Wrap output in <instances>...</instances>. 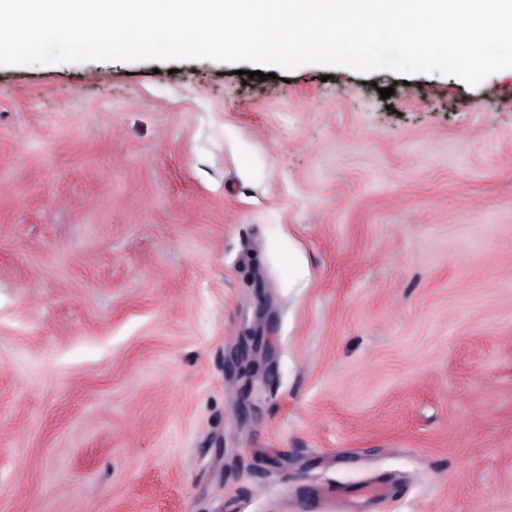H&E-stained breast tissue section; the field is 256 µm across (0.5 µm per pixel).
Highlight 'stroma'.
Instances as JSON below:
<instances>
[{"instance_id": "1", "label": "stroma", "mask_w": 512, "mask_h": 512, "mask_svg": "<svg viewBox=\"0 0 512 512\" xmlns=\"http://www.w3.org/2000/svg\"><path fill=\"white\" fill-rule=\"evenodd\" d=\"M328 485L512 512V71L0 67V512Z\"/></svg>"}]
</instances>
